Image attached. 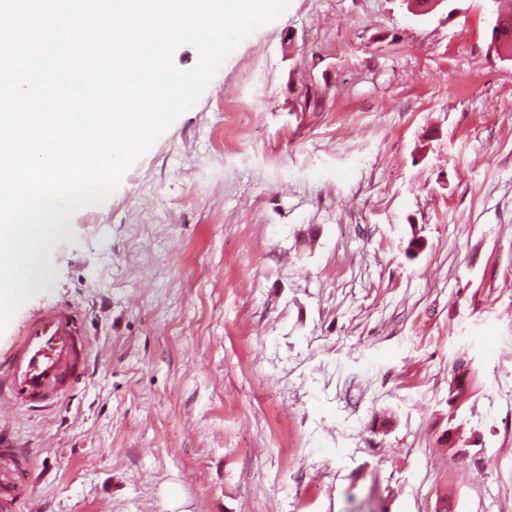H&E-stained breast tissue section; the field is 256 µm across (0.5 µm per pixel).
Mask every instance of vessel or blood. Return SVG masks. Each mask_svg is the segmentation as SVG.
<instances>
[{"label":"vessel or blood","mask_w":512,"mask_h":512,"mask_svg":"<svg viewBox=\"0 0 512 512\" xmlns=\"http://www.w3.org/2000/svg\"><path fill=\"white\" fill-rule=\"evenodd\" d=\"M87 349L78 311L54 307L31 319L0 360V418L20 408L44 410L69 394L83 372ZM31 466L30 454L0 445V512H17L31 498Z\"/></svg>","instance_id":"obj_1"}]
</instances>
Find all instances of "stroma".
Listing matches in <instances>:
<instances>
[{
	"label": "stroma",
	"mask_w": 512,
	"mask_h": 512,
	"mask_svg": "<svg viewBox=\"0 0 512 512\" xmlns=\"http://www.w3.org/2000/svg\"><path fill=\"white\" fill-rule=\"evenodd\" d=\"M490 10L290 0L74 213L0 332L1 355L70 306L92 341L69 396L0 421L36 464L21 512H436L446 492L512 512V61Z\"/></svg>",
	"instance_id": "obj_1"
}]
</instances>
